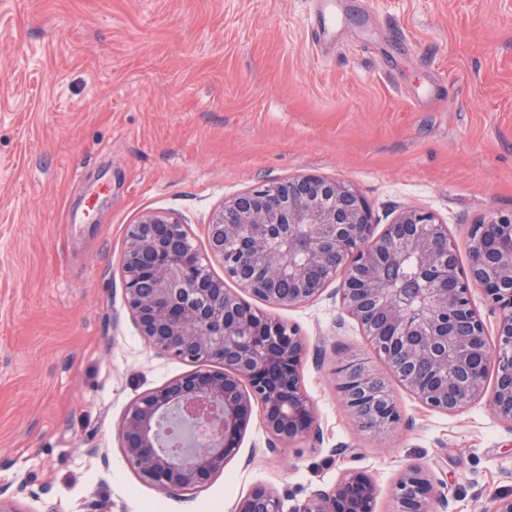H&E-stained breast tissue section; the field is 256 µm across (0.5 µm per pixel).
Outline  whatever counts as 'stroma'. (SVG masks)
Listing matches in <instances>:
<instances>
[{"mask_svg": "<svg viewBox=\"0 0 512 512\" xmlns=\"http://www.w3.org/2000/svg\"><path fill=\"white\" fill-rule=\"evenodd\" d=\"M324 39L311 0H0V488L19 512H231L266 486L292 512L347 469L374 512L416 463L447 512L512 495V429L486 400L444 413L388 372L335 285L260 313L295 325L316 439L269 447L258 419L196 491L142 482L119 427L140 395L189 371L139 336L121 264L148 210L186 224L209 258L226 199L315 173L353 187L377 229L433 212L468 267L470 224L512 211V0H335ZM361 360L400 421L356 429L335 368Z\"/></svg>", "mask_w": 512, "mask_h": 512, "instance_id": "35a3bbf8", "label": "stroma"}]
</instances>
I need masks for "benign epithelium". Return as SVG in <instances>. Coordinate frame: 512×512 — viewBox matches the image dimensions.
Masks as SVG:
<instances>
[{
    "instance_id": "benign-epithelium-1",
    "label": "benign epithelium",
    "mask_w": 512,
    "mask_h": 512,
    "mask_svg": "<svg viewBox=\"0 0 512 512\" xmlns=\"http://www.w3.org/2000/svg\"><path fill=\"white\" fill-rule=\"evenodd\" d=\"M188 240L186 225L154 210L127 234L122 275L139 335L157 352L196 365L138 397L123 415L121 448L143 482L161 491L203 487L224 471L255 407L271 448L319 434L300 372L309 342L297 327L257 313L240 293L296 307L341 271L344 310L423 405L451 413L483 398L492 364L489 405L512 428V213L489 212L471 225L465 273L447 225L434 214L405 209L377 235L355 190L306 174L260 184L214 212L209 252L239 291L213 278ZM409 258L417 282L396 288V271ZM473 288L499 311L494 346L471 304ZM335 379L359 431L399 421L393 397L360 360H345ZM441 487L422 466L406 465L395 484L398 512H431L433 500L446 505ZM375 498L371 477L353 469L312 491L293 512H373ZM232 512H282L281 499L257 487Z\"/></svg>"
}]
</instances>
